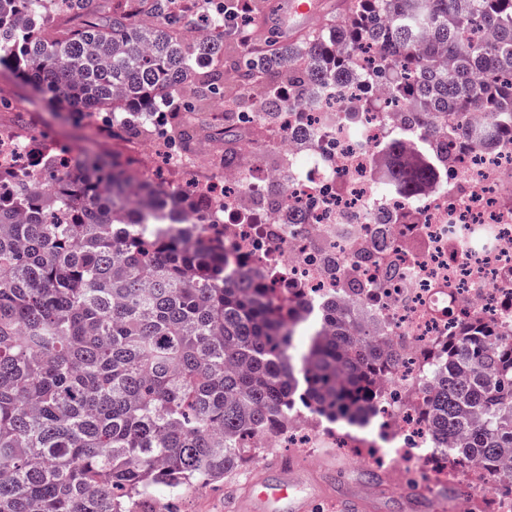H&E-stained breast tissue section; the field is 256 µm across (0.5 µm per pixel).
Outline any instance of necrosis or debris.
<instances>
[{
    "instance_id": "necrosis-or-debris-1",
    "label": "necrosis or debris",
    "mask_w": 512,
    "mask_h": 512,
    "mask_svg": "<svg viewBox=\"0 0 512 512\" xmlns=\"http://www.w3.org/2000/svg\"><path fill=\"white\" fill-rule=\"evenodd\" d=\"M365 86L360 76L337 83L336 109L327 114L283 92L269 132L258 136L255 122L245 124L242 166L216 167L199 185L224 198L206 233L234 260L256 262L279 292L300 289L302 319L323 318L330 301L356 300L398 352L382 388L383 432L399 464L433 455L423 424L400 401L405 389L431 379L417 364L419 350L474 316L512 328V149L456 150L441 190L408 200L382 191L383 145L426 132L412 113L383 111ZM269 143L279 165L264 157ZM279 186L287 203L273 210L266 199ZM383 214L393 218V246L384 253L374 247Z\"/></svg>"
}]
</instances>
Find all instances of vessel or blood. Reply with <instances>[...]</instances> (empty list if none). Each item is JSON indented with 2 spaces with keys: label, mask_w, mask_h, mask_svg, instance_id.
<instances>
[{
  "label": "vessel or blood",
  "mask_w": 512,
  "mask_h": 512,
  "mask_svg": "<svg viewBox=\"0 0 512 512\" xmlns=\"http://www.w3.org/2000/svg\"><path fill=\"white\" fill-rule=\"evenodd\" d=\"M304 475L297 463L280 458L269 461L248 483L236 504L238 512H255L257 506L271 500L281 502L285 512H309L310 500L298 494Z\"/></svg>",
  "instance_id": "obj_1"
}]
</instances>
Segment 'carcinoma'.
<instances>
[{
    "label": "carcinoma",
    "mask_w": 512,
    "mask_h": 512,
    "mask_svg": "<svg viewBox=\"0 0 512 512\" xmlns=\"http://www.w3.org/2000/svg\"><path fill=\"white\" fill-rule=\"evenodd\" d=\"M173 0H0V70L49 107L109 117L104 130L163 142L190 160V116L224 99V9ZM373 85L411 95L428 136L448 151L512 138V0H354L281 48L246 47L235 81L285 78L300 97L348 80L361 50ZM268 87L261 118L280 112ZM238 166L239 139L224 141ZM432 148L387 142L381 186L403 194L440 179ZM0 512H156L155 495L238 470L243 438L277 434L297 416L364 424L395 359L355 306L331 308L329 334L306 331L285 295L240 271L197 226L126 232L173 206L175 190L136 161L54 143L39 173L0 170ZM434 373L411 386L413 408L456 467L476 463L512 486V332L474 319L419 354Z\"/></svg>",
    "instance_id": "carcinoma-1"
}]
</instances>
